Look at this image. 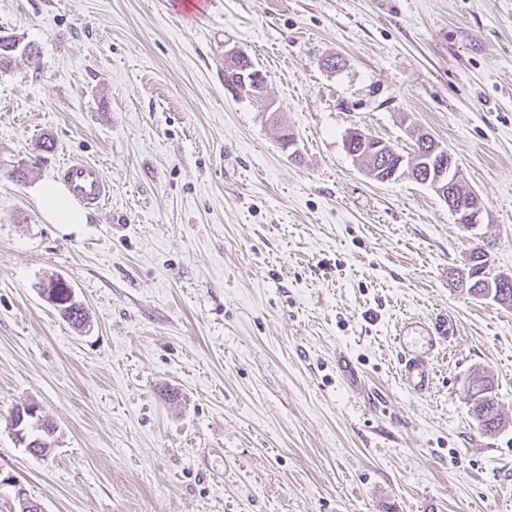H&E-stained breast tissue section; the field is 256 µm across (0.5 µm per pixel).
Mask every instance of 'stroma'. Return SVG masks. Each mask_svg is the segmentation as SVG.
Masks as SVG:
<instances>
[{"label":"stroma","mask_w":512,"mask_h":512,"mask_svg":"<svg viewBox=\"0 0 512 512\" xmlns=\"http://www.w3.org/2000/svg\"><path fill=\"white\" fill-rule=\"evenodd\" d=\"M1 34L40 59L0 70V161L29 166L0 169V512L20 487L45 512H512V308L448 283L478 242L512 273V0H214L199 24L167 0H0ZM232 47L265 99L225 89ZM411 124L484 200L474 229L345 149L358 128L409 152ZM73 156L112 198L67 227L34 187ZM55 276L83 325L42 298ZM435 317L451 336L415 396L396 330ZM23 402L48 456L11 434ZM468 414L481 434H494L504 426L503 415L495 393L494 379L490 375L474 373L468 378ZM38 408L32 403H21L15 406L9 417V425L16 443L22 445L27 452L34 456L45 457L55 447V427L47 420L40 419ZM30 428L42 432L37 437H31Z\"/></svg>","instance_id":"stroma-1"}]
</instances>
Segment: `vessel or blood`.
I'll return each instance as SVG.
<instances>
[{
	"mask_svg": "<svg viewBox=\"0 0 512 512\" xmlns=\"http://www.w3.org/2000/svg\"><path fill=\"white\" fill-rule=\"evenodd\" d=\"M58 173L71 193L86 205L101 207L111 192L103 168L94 162L72 158L60 164ZM448 338V322L423 318L403 324L397 338L402 368L400 382L410 393L426 395L433 385L430 355Z\"/></svg>",
	"mask_w": 512,
	"mask_h": 512,
	"instance_id": "b4317fda",
	"label": "vessel or blood"
}]
</instances>
